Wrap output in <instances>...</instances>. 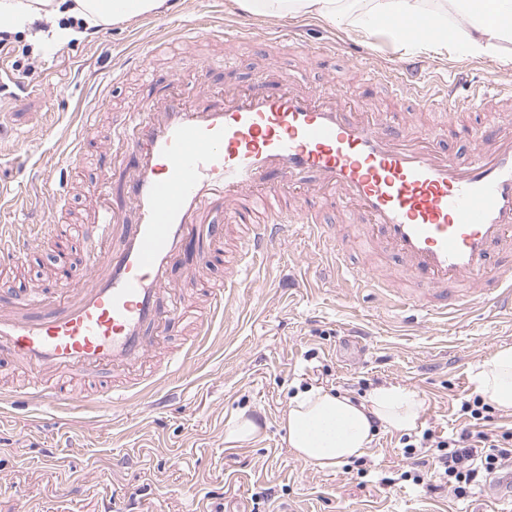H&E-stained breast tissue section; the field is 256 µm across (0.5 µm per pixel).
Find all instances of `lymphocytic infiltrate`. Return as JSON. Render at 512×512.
Here are the masks:
<instances>
[{
	"label": "lymphocytic infiltrate",
	"mask_w": 512,
	"mask_h": 512,
	"mask_svg": "<svg viewBox=\"0 0 512 512\" xmlns=\"http://www.w3.org/2000/svg\"><path fill=\"white\" fill-rule=\"evenodd\" d=\"M491 412L489 404L474 396L461 401L467 424L455 433L445 437L427 429L404 437V453L413 466L401 473V481L425 485L433 493L448 489L465 499L492 475L511 467L512 429L490 428Z\"/></svg>",
	"instance_id": "lymphocytic-infiltrate-1"
}]
</instances>
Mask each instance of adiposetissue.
I'll return each mask as SVG.
<instances>
[{
    "label": "adipose tissue",
    "instance_id": "ef3b65f1",
    "mask_svg": "<svg viewBox=\"0 0 512 512\" xmlns=\"http://www.w3.org/2000/svg\"><path fill=\"white\" fill-rule=\"evenodd\" d=\"M166 0H0V34L25 30L38 15L56 17L48 45L83 38L88 29L130 24L162 13ZM248 13L269 17L313 16L360 35L379 29L382 19L409 18L417 28L383 29L400 50L412 54L472 57L493 55L512 63V0H236ZM476 391L495 409L512 413V346L498 349L475 367ZM423 401L394 384L373 388L361 399L321 388L297 392L283 419L296 456L323 469L364 456L375 426L414 431Z\"/></svg>",
    "mask_w": 512,
    "mask_h": 512
}]
</instances>
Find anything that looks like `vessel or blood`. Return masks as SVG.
<instances>
[{
    "mask_svg": "<svg viewBox=\"0 0 512 512\" xmlns=\"http://www.w3.org/2000/svg\"><path fill=\"white\" fill-rule=\"evenodd\" d=\"M388 83L393 98H413L423 110L512 100V87L492 78L472 101L454 97L447 82L423 84L408 72ZM360 95L353 87L308 93L286 84L216 103L212 92L181 85L143 111L115 113L131 158L118 193L135 221L120 222L111 202L97 206L88 233L102 247L89 255L80 288L62 265L52 291L0 293V354L31 376L19 399L53 405L65 400L68 378L138 369L163 330L186 316L174 293L181 257L204 240L196 261L208 262L227 223L245 232L223 284L211 287L196 317L202 336L231 310L257 261L301 224L340 274L387 290L398 310L512 315V116L488 134L460 127L468 151L459 155L440 143L438 129L407 130L396 113L358 111ZM327 207L352 215L379 258H398L411 288L391 290L394 274L379 263L345 264L348 227L319 223L316 212ZM69 236L60 224L34 225L23 240L1 230L0 262L24 260L42 238ZM147 394L108 387L97 398L117 409Z\"/></svg>",
    "mask_w": 512,
    "mask_h": 512,
    "instance_id": "b4317fda",
    "label": "vessel or blood"
}]
</instances>
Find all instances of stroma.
Wrapping results in <instances>:
<instances>
[{
	"label": "stroma",
	"mask_w": 512,
	"mask_h": 512,
	"mask_svg": "<svg viewBox=\"0 0 512 512\" xmlns=\"http://www.w3.org/2000/svg\"><path fill=\"white\" fill-rule=\"evenodd\" d=\"M170 10L129 25L90 31L82 40L44 47L33 40L53 17L39 16L29 30L8 36L0 72L32 91L22 106L0 100V183L31 198L32 206L0 209V227L23 236L29 225L85 217L96 204L94 188L120 183L127 163L112 137V115L141 109L165 94L174 79H204L215 88L267 91L293 83L314 92L356 81L361 68L397 73L407 54L378 36H353L342 27L306 16L263 18L234 0H169ZM245 25L247 38L216 36L220 27ZM195 35L187 44L169 30ZM334 42L332 56L321 47ZM210 64L200 74L199 59ZM428 80L462 74L458 97L477 81L496 76L512 85V63L458 52L419 56ZM120 80H111L112 70ZM111 86L108 103L101 91ZM364 111H407L412 122L442 125L444 142L455 128L481 119L492 129L512 103L496 101L473 114L420 112L413 100L391 99L374 85L362 95ZM92 112L86 129L80 115ZM83 137L85 153L69 158L62 138ZM70 189L63 197L44 188ZM55 255L40 244L22 263L0 270V293H22L49 283ZM299 227L280 254L261 267L260 279L242 289L235 306L216 320L203 346L189 325L167 333L152 357L154 374L167 359L186 354L182 375L156 382L149 397L104 413L95 403L37 408L15 401L24 382L16 359L0 355V512H102L111 492L130 498L133 512H486L485 492L465 500L452 493L391 485L408 470L399 433L377 432L363 456L365 476L337 465L330 470L298 459L289 448L282 417L291 397L309 387L361 398L382 384H398L423 399L421 429L444 435L459 426L454 401L475 393L473 368L498 347L512 345V321L474 312L454 322L402 313L377 291L347 283H315L297 292L282 286L288 273L325 265ZM244 411L260 425L251 442L224 440L228 417Z\"/></svg>",
	"instance_id": "obj_1"
}]
</instances>
